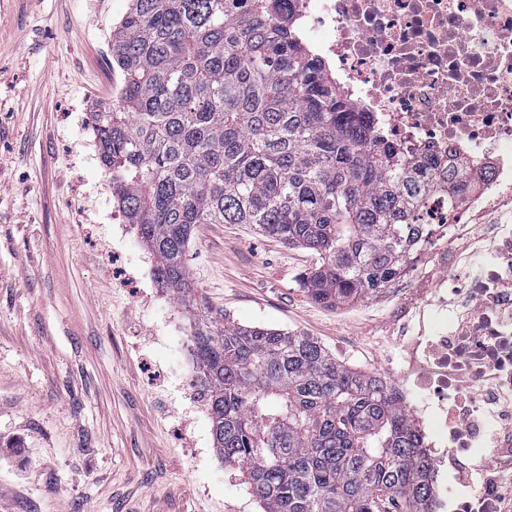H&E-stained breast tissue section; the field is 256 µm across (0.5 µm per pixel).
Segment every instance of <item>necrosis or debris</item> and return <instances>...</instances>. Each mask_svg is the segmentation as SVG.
<instances>
[{"instance_id": "4bbe7bcc", "label": "necrosis or debris", "mask_w": 512, "mask_h": 512, "mask_svg": "<svg viewBox=\"0 0 512 512\" xmlns=\"http://www.w3.org/2000/svg\"><path fill=\"white\" fill-rule=\"evenodd\" d=\"M302 38L337 72L355 109L368 113L407 157L428 155L440 174L466 160L481 170L480 191L467 197L482 212L512 198V0H293ZM495 259L475 278L434 285L422 299V326L408 342L395 389L419 413L435 474L446 480L439 507L500 512L493 493L472 502L457 477L473 457L512 456V435L490 447L482 407L500 404L512 425V228L486 227ZM469 305L459 318L449 303Z\"/></svg>"}]
</instances>
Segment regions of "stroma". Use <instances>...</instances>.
Listing matches in <instances>:
<instances>
[{
    "label": "stroma",
    "mask_w": 512,
    "mask_h": 512,
    "mask_svg": "<svg viewBox=\"0 0 512 512\" xmlns=\"http://www.w3.org/2000/svg\"><path fill=\"white\" fill-rule=\"evenodd\" d=\"M129 5L0 0V512H259L215 452L185 310L99 164L89 117ZM318 261L250 224L201 225L186 253L227 317L398 376L417 273L333 308L300 284Z\"/></svg>",
    "instance_id": "stroma-1"
}]
</instances>
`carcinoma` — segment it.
Here are the masks:
<instances>
[{"instance_id":"carcinoma-1","label":"carcinoma","mask_w":512,"mask_h":512,"mask_svg":"<svg viewBox=\"0 0 512 512\" xmlns=\"http://www.w3.org/2000/svg\"><path fill=\"white\" fill-rule=\"evenodd\" d=\"M289 0H132L112 34L121 81L90 114L112 195L189 315L216 451L262 512H435L431 461L379 373L319 341L224 317L196 293L203 224H252L311 250L310 297H377L415 269L435 162L397 154L299 40ZM482 185L448 172V214Z\"/></svg>"}]
</instances>
